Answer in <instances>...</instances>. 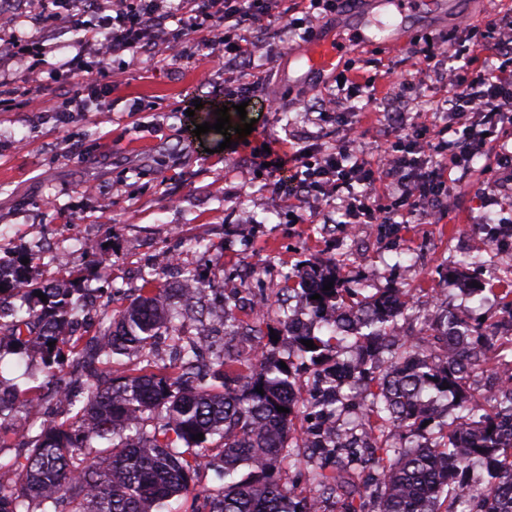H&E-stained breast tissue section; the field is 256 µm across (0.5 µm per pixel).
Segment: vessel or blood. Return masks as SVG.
I'll return each mask as SVG.
<instances>
[{
	"mask_svg": "<svg viewBox=\"0 0 512 512\" xmlns=\"http://www.w3.org/2000/svg\"><path fill=\"white\" fill-rule=\"evenodd\" d=\"M388 7L396 9L402 22L392 27L383 38H375L368 29V18ZM445 7L444 0H366L364 5L351 9V20L343 29L333 34L316 35L302 52L297 53L302 80L309 81L335 72L341 55L350 49L357 52L368 50L379 40L393 49L405 46V21L423 13L424 9L442 10Z\"/></svg>",
	"mask_w": 512,
	"mask_h": 512,
	"instance_id": "obj_1",
	"label": "vessel or blood"
}]
</instances>
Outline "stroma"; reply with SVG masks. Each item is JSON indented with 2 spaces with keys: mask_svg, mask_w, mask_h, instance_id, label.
Instances as JSON below:
<instances>
[{
  "mask_svg": "<svg viewBox=\"0 0 512 512\" xmlns=\"http://www.w3.org/2000/svg\"><path fill=\"white\" fill-rule=\"evenodd\" d=\"M508 11L512 0H454L451 10L416 19L410 35L447 42L454 51L465 41L459 16L480 24L488 14ZM304 45L298 37L277 38L234 70L225 69L220 44L209 57L177 64L159 50L136 62L118 59L111 85L93 90L101 106L84 112H42L23 95L39 83L44 99L65 100L79 88L67 74L35 71L21 60L6 66V89L15 94L17 109L0 112V259L26 260L36 283L90 290L111 283L118 310L142 287L139 272L150 247L175 232L190 243L184 266L208 281L211 292L224 290L225 277L244 268L258 270L270 303L262 320L266 332L281 328L275 302L284 276L313 256L376 288L402 287L420 300L431 295L443 306L464 304L500 316L496 297H469L448 269L466 254L502 248L490 242L485 225L490 216H512V123L500 124L489 150L454 171L455 203L439 223L407 214L399 224H361L348 232L339 223V196L320 190L301 203L292 166L272 177L262 173L259 157L268 148H305L319 157L355 141L375 169L404 134L383 102L371 106L368 117L362 97L351 110L327 118L310 111L317 96L335 91L336 77L284 84L290 52ZM342 64L368 74L391 68L398 85L417 70L412 54L381 43L348 53ZM244 84L251 89V134L232 136L227 149L222 134L195 135L193 126L216 123L217 108L232 110ZM272 96L280 99L279 111L265 107ZM241 120L232 110L231 125ZM274 188L288 199L287 207L269 208ZM87 242L102 246L105 267L85 252Z\"/></svg>",
  "mask_w": 512,
  "mask_h": 512,
  "instance_id": "stroma-1",
  "label": "stroma"
}]
</instances>
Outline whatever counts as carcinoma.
I'll use <instances>...</instances> for the list:
<instances>
[{
    "mask_svg": "<svg viewBox=\"0 0 512 512\" xmlns=\"http://www.w3.org/2000/svg\"><path fill=\"white\" fill-rule=\"evenodd\" d=\"M485 263L482 254L471 256L459 273L478 283L471 295L489 291L499 298L503 319L482 321L466 307L438 305L425 328L442 347L431 350L407 344L400 333L407 290L370 293L364 282L347 281L336 265L318 260L316 277L291 274L281 288L284 360L264 342L260 323L224 305L229 341L214 347L211 358L217 385L197 379L191 343L183 344L173 374L153 349L174 317H211L203 281L196 280L194 293L173 289L185 298L177 311L167 289L148 287L160 277L152 272L133 301L105 313L102 331L85 338L64 331L85 299L82 289L37 286L23 265L0 263V348L37 351L48 380L67 353L90 375L121 357L146 363L137 374L107 373L81 396L58 400L50 392L48 398L77 408L69 423L42 420L41 386L20 392L0 381V445L23 449L16 482L0 486V512H161L176 496L204 498L205 508L190 512H320L327 501L334 512H512V430L500 424L512 418V359L494 353L498 343L512 346V267L509 280L488 285L480 277ZM4 293L20 296L22 306L4 307ZM295 295L321 319L327 337L292 331ZM297 361L321 380V399H303ZM344 369L362 386L353 402L336 381ZM485 377L499 379L498 393L478 384ZM450 394L459 402L443 420L437 402ZM350 410L359 444L334 427L308 425L310 418L336 422ZM18 418L40 424V432L5 426ZM434 424L439 435L419 440ZM198 433L204 439H193ZM302 449L318 461L311 497L282 481L284 463ZM206 465L224 480L216 493L195 489L194 477ZM475 465L487 472L476 488L468 479Z\"/></svg>",
    "mask_w": 512,
    "mask_h": 512,
    "instance_id": "carcinoma-1",
    "label": "carcinoma"
}]
</instances>
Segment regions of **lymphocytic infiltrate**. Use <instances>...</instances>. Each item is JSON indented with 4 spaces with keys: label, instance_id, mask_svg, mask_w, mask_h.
<instances>
[{
    "label": "lymphocytic infiltrate",
    "instance_id": "1",
    "mask_svg": "<svg viewBox=\"0 0 512 512\" xmlns=\"http://www.w3.org/2000/svg\"><path fill=\"white\" fill-rule=\"evenodd\" d=\"M46 18H53L56 9L90 11L98 14L99 24L86 27L79 41V55L58 63V70H67L76 76H87L90 83L110 80L111 58L131 54L138 56L146 45L162 37L171 61L187 58L189 49L204 52L210 41L223 38L228 24L240 29V40L224 51V64L234 69L249 62L261 43L258 33L271 32V0H179L171 6L169 0H41ZM108 30L112 47L101 51L96 47L97 34ZM410 50L420 56V78H428L432 63L444 60L439 72L445 85L452 91L451 98L440 99L437 111L448 112L452 119L448 131L454 132L452 141L429 138L425 122L413 120L408 125V136L425 143L427 152L419 157L409 156L398 148H390L388 161L382 169L387 179V190L393 192L396 205L383 208L376 201L373 178L362 158L347 160L340 151L326 154L323 165L307 168L303 186L316 190L325 183L347 190L343 217L348 224H390L399 210L411 212L426 207L429 202L448 194V181L453 169L464 165L483 145L482 124L512 115V64L489 66L480 63L477 54L463 48L452 55H443L441 48L412 43ZM91 52L96 60L94 68H87L83 54ZM338 92L318 97L316 109L320 112L340 111L349 98L361 87H368V101L391 92V75L384 72L369 78L353 74L343 77Z\"/></svg>",
    "mask_w": 512,
    "mask_h": 512
}]
</instances>
